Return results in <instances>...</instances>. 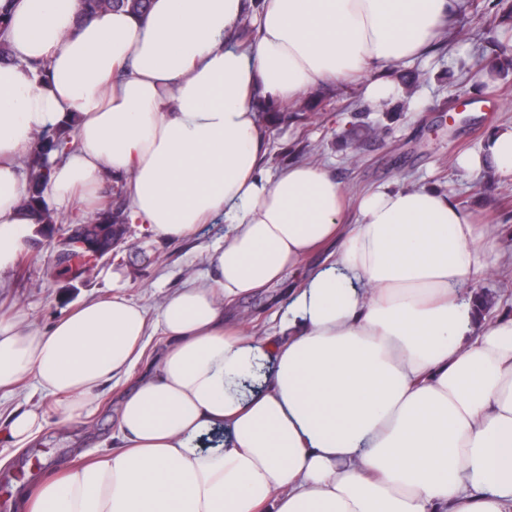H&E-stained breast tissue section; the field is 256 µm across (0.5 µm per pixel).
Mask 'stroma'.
I'll return each mask as SVG.
<instances>
[{"mask_svg":"<svg viewBox=\"0 0 512 512\" xmlns=\"http://www.w3.org/2000/svg\"><path fill=\"white\" fill-rule=\"evenodd\" d=\"M492 0H469L467 26L472 31L491 30ZM494 31V30H491ZM495 43L477 53L473 40L448 36L434 42L411 69L424 76L410 96L392 98V110L369 105L364 99L368 76L339 79L305 90L300 102L316 105L326 119L304 127L291 125L267 132L268 152L264 165L278 168L294 161L303 144H311L317 161L327 163L348 193H358L395 183L401 186L432 185L448 192L457 203L475 213L479 223L494 228L507 261L483 276L477 289L491 304L486 318L504 312L501 296L512 297V176H485L466 170L458 160L478 154L494 130L512 126V74L478 86L471 68L478 56L512 52V34L494 31ZM377 128L376 136L357 149L348 145L349 132L358 123ZM223 220L199 225L190 236L165 240L151 236L140 224L128 227L124 246L102 258L95 270L72 280L47 274L57 238L35 236L24 252V262L0 277V316L23 314L28 325L45 329L66 310L84 300L105 298L113 287L142 305L148 318H155L163 298L180 288L188 277H206V256L224 238ZM300 273L284 277L251 297L238 301L236 311L251 330L276 329L288 306V290ZM29 381L14 392L0 396V416L37 403L50 421L33 448L15 451L0 437V512H11L9 487L28 476L79 462L83 452L111 442L117 433V388L101 386L102 407L90 419L66 425L56 423V400L30 396Z\"/></svg>","mask_w":512,"mask_h":512,"instance_id":"obj_1","label":"stroma"}]
</instances>
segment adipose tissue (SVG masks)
Here are the masks:
<instances>
[{"label":"adipose tissue","mask_w":512,"mask_h":512,"mask_svg":"<svg viewBox=\"0 0 512 512\" xmlns=\"http://www.w3.org/2000/svg\"><path fill=\"white\" fill-rule=\"evenodd\" d=\"M462 2L152 0L84 19L80 0H12L0 274L35 230L15 160L49 124H74L79 146L54 163L48 205L97 210L121 180L130 222L157 237L228 226L210 282L159 306L168 343L120 403L121 448L43 474L18 512H512V314L481 324L460 297L498 265L494 230L427 185L369 190L349 224L326 167L260 168L258 100L367 74L381 105L395 92L382 70L425 53ZM247 21L254 39L232 45ZM459 163L512 175V130ZM331 242L280 335L229 316ZM146 332L118 292L43 333L0 319V390L31 377L59 397V423L91 416ZM216 429L223 442L202 450Z\"/></svg>","instance_id":"1"}]
</instances>
